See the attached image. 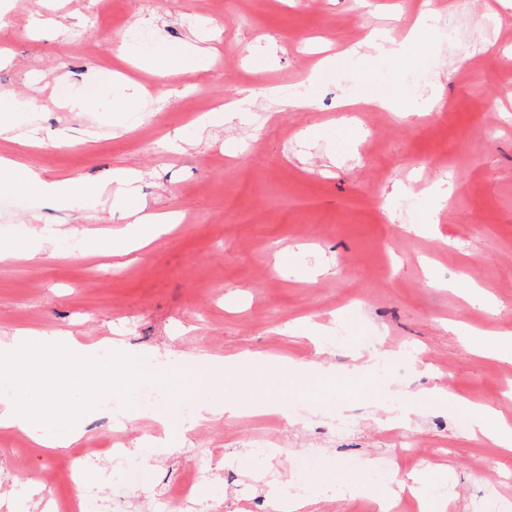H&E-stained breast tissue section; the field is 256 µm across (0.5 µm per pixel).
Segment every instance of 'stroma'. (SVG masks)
<instances>
[{"instance_id":"obj_1","label":"stroma","mask_w":512,"mask_h":512,"mask_svg":"<svg viewBox=\"0 0 512 512\" xmlns=\"http://www.w3.org/2000/svg\"><path fill=\"white\" fill-rule=\"evenodd\" d=\"M421 0H10L0 89L18 102L17 140L0 156L46 180L105 181L136 175L132 205L176 212L183 224L144 249L115 257L87 249L126 224L111 196L65 208L0 190V247L26 253L0 262V336L65 332L85 345L118 341L144 354L201 361L251 349L306 365L327 383L295 373L243 384L245 401L272 399L285 416L288 455L317 451L299 475L259 457L246 434L253 416L220 417L190 432L170 421L181 400L219 405L223 388L205 374L169 372L167 404L154 415L100 408L81 419L84 440L164 422L152 447L134 446L111 471L90 469L81 492L91 512L117 503L147 512L152 494L196 466L211 489L205 512H236L246 494L258 512L269 498L316 494L319 512H351L336 481L344 457L385 459L407 471L386 432L403 428L443 441L437 465H415L428 491L450 487L447 512H493L488 492L512 499V453L460 427V410L425 398L439 385L492 405L512 419V359L475 354L464 335L512 332V0H432V38L402 57L364 41L387 30L395 41ZM64 15L55 32L26 28L29 16ZM150 30V49L119 46L117 32ZM205 49L210 66L177 64L171 93L145 94L119 109L127 82L147 86L151 49L180 57ZM357 48L352 57L343 50ZM422 79L405 83L401 74ZM298 87L311 107L285 103ZM260 97L240 104L241 90ZM384 97L392 110L372 106ZM239 103L230 122L205 115ZM442 208H435L437 199ZM437 221L425 224L430 210ZM51 233L42 243L38 231ZM321 329L315 347L309 326ZM393 352L396 374L378 381L369 351ZM354 418L336 438L337 419ZM29 433L0 428V512H38V497L13 491L48 460Z\"/></svg>"}]
</instances>
